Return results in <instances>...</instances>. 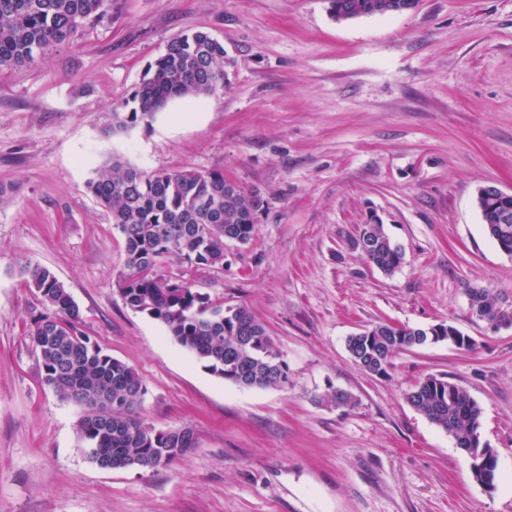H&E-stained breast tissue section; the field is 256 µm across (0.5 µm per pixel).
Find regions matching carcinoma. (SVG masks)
Segmentation results:
<instances>
[{
    "mask_svg": "<svg viewBox=\"0 0 512 512\" xmlns=\"http://www.w3.org/2000/svg\"><path fill=\"white\" fill-rule=\"evenodd\" d=\"M333 19L364 18L414 10L418 0H324ZM108 0H0V70L37 64L53 48L69 42L88 22L107 13ZM231 64L224 45L202 31L171 38L165 53L149 64L140 84L121 99L102 126L112 138L149 125L173 99H191L226 87ZM98 203L112 216L124 241L125 269L120 292L127 306L162 323L182 348L213 374L240 387L281 388L288 365L266 327L243 305L210 301L189 282L159 273L175 262L187 267L224 265V245L252 240L266 201L217 170L145 171L109 157L88 181ZM489 236L512 256V222L488 223ZM353 246L385 273L398 270L403 253L381 224H365ZM28 286L46 312L27 330L41 364L42 382L80 411L78 438L99 449L89 462L104 469L154 470L174 464L195 447L191 428L157 429L140 409L146 387L139 373L91 343L65 285L47 267L24 268ZM476 317L488 324L512 320V301L488 288H469ZM435 326L381 323L346 339L354 362L384 375L391 359L416 346L435 344ZM410 405L451 437L457 448L479 456L476 482L491 488L497 452L481 440V410L444 376L429 375L407 396Z\"/></svg>",
    "mask_w": 512,
    "mask_h": 512,
    "instance_id": "obj_1",
    "label": "carcinoma"
}]
</instances>
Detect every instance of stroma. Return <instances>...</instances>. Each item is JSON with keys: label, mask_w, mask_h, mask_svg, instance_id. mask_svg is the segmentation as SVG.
I'll return each mask as SVG.
<instances>
[{"label": "stroma", "mask_w": 512, "mask_h": 512, "mask_svg": "<svg viewBox=\"0 0 512 512\" xmlns=\"http://www.w3.org/2000/svg\"><path fill=\"white\" fill-rule=\"evenodd\" d=\"M204 30L228 88L175 99L105 138V115L179 33ZM146 171L220 170L268 207L220 267L166 266L214 302L244 305L288 365L283 388H241L125 305L124 243L87 182L107 158ZM512 193V0H419L339 23L324 0H112L37 65L0 71V512H512V329L467 290L512 299V256L488 235L480 187ZM377 213L404 262L353 246ZM51 269L93 344L134 367L141 414L196 446L154 471L79 451L78 411L40 381L26 333L44 306L21 270ZM445 322V341L359 368L349 335ZM444 375L481 409L494 489L407 401ZM348 392L351 407L330 394ZM467 294L470 306L476 317L487 324L493 331L512 328V323H498L496 321L510 319L512 322V301H507L488 288H468Z\"/></svg>", "instance_id": "1"}]
</instances>
